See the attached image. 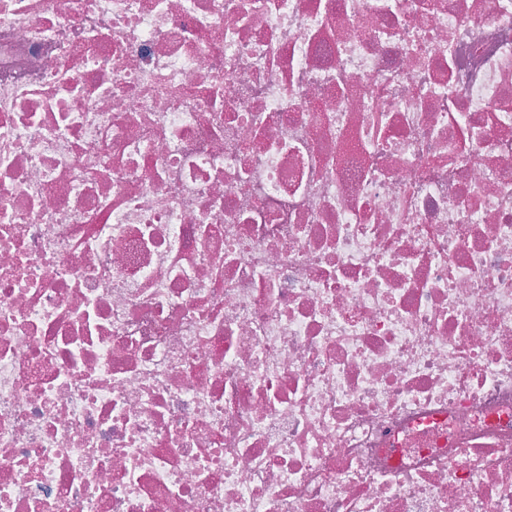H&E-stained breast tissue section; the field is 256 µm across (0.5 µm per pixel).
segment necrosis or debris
I'll return each instance as SVG.
<instances>
[{"mask_svg": "<svg viewBox=\"0 0 512 512\" xmlns=\"http://www.w3.org/2000/svg\"><path fill=\"white\" fill-rule=\"evenodd\" d=\"M0 512H512V0H0Z\"/></svg>", "mask_w": 512, "mask_h": 512, "instance_id": "4bbe7bcc", "label": "necrosis or debris"}]
</instances>
